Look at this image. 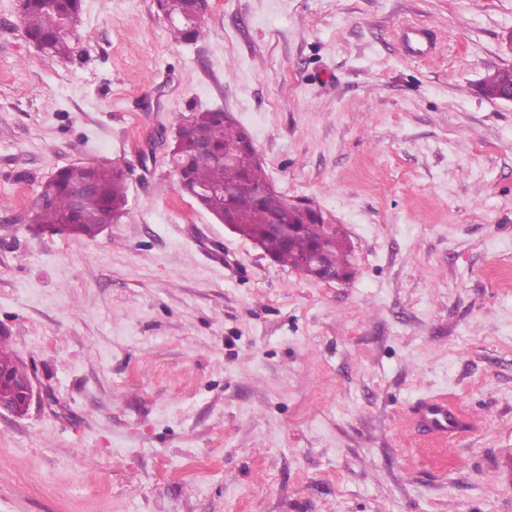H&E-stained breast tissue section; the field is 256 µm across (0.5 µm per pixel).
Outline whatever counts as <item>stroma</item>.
Segmentation results:
<instances>
[{"label": "stroma", "mask_w": 512, "mask_h": 512, "mask_svg": "<svg viewBox=\"0 0 512 512\" xmlns=\"http://www.w3.org/2000/svg\"><path fill=\"white\" fill-rule=\"evenodd\" d=\"M82 0L72 53L0 0V345L33 375L0 410V512H512V0ZM428 27L433 58L397 31ZM221 109L271 181L345 230L352 275L265 256L183 194L159 145ZM125 168L93 239L38 231L40 186ZM445 395L458 462L403 430ZM160 9L171 21V35L181 42H197L205 36L202 20L193 25L182 24L185 17L194 16L199 11L198 0H159ZM512 84V67L497 70L491 74H488L482 82L481 91L489 98H495L496 91L505 86ZM496 99L504 102L512 103V86L501 89Z\"/></svg>", "instance_id": "obj_1"}]
</instances>
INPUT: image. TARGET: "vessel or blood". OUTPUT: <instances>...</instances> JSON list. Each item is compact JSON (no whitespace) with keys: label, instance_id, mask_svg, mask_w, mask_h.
Instances as JSON below:
<instances>
[{"label":"vessel or blood","instance_id":"1","mask_svg":"<svg viewBox=\"0 0 512 512\" xmlns=\"http://www.w3.org/2000/svg\"><path fill=\"white\" fill-rule=\"evenodd\" d=\"M400 39L408 54L430 57L436 51L434 41L423 29L405 28L400 33ZM414 423L423 436L422 446L427 452L443 459L449 454V440L468 432L472 427L466 412L442 396L421 401L415 412Z\"/></svg>","mask_w":512,"mask_h":512}]
</instances>
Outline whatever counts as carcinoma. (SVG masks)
I'll list each match as a JSON object with an SVG mask.
<instances>
[{
    "label": "carcinoma",
    "instance_id": "1",
    "mask_svg": "<svg viewBox=\"0 0 512 512\" xmlns=\"http://www.w3.org/2000/svg\"><path fill=\"white\" fill-rule=\"evenodd\" d=\"M159 7L171 21V35L182 42H196L205 36L202 22L182 23L199 11L198 0H159ZM82 0H27L21 23L24 32L53 56H67L73 34L61 29L67 16H78ZM512 84V67L487 75L481 91L495 97L496 91ZM206 129L212 145L200 151L190 139L178 144L171 164L179 183L199 189H222L223 200L201 197L198 203L236 233L257 241L273 261L304 270L303 262L316 256L340 280L349 275L351 254L337 225L324 223L322 211L308 206H292L269 181L257 161L246 164L224 159L227 146L243 145L248 132L222 110L195 111L188 115ZM175 116L178 126L188 117ZM90 183L95 191L74 206L71 189ZM127 204L124 170L116 165L78 163L58 170L42 186L34 203V223L56 234L94 239L103 226L122 216ZM25 372L20 359L0 348V408L24 415L17 375Z\"/></svg>",
    "mask_w": 512,
    "mask_h": 512
}]
</instances>
